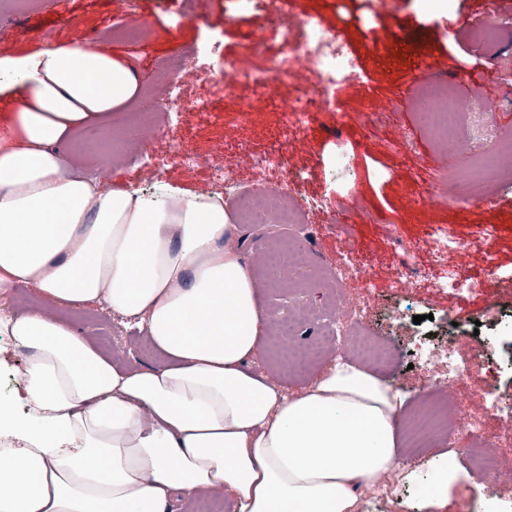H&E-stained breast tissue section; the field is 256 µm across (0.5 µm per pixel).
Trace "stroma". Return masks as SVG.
<instances>
[{
  "label": "stroma",
  "instance_id": "35a3bbf8",
  "mask_svg": "<svg viewBox=\"0 0 512 512\" xmlns=\"http://www.w3.org/2000/svg\"><path fill=\"white\" fill-rule=\"evenodd\" d=\"M131 7L155 25L148 42L134 45L110 32L112 26L125 23ZM295 7L296 15L289 18L272 0H252L245 11L238 0H64L57 10L46 6L17 18L0 16V58L21 57L82 39L134 68L145 90L155 86L162 62L176 61L189 48L220 43L224 55L214 59L215 68H223L228 60H244L254 71L267 58L288 54L289 36L298 33L306 15L319 17L329 30L343 31L361 68L357 82L341 92L336 110L326 109V89L317 87L314 74L304 68L295 69L291 80L276 84L259 98L247 119L238 112L239 100L251 92L243 77L227 84L198 80L185 85L171 101L169 120L157 122L132 144L130 153L101 158L99 147L105 137L101 130L75 131L62 149L90 177L142 195L159 192L165 185L200 194L228 159L238 177L252 184L257 179L254 159L277 153L284 163L274 168L271 179L297 196L326 194L336 199L334 212L310 217L311 235L302 242L309 268L345 264L347 254L337 248V237L356 243L364 272L347 280L345 301L368 306L376 331L400 353L398 364L381 370V378H397L404 391L418 394L424 385L421 370L412 365L418 339L406 330L392 331L388 311L399 309L408 320L423 316L424 327L440 334L445 316L463 324L492 308L496 285L490 281L483 289L457 292L396 284L397 273L387 258L388 237L396 233L416 242L417 260L424 264L431 260L427 245L431 226L444 224L457 241L448 262L474 276L490 263L512 273V204L503 200L507 187L495 183L474 186L476 200L466 207L423 210L421 202L436 184L428 167L437 146L422 126L420 97L411 79L425 67L427 57L400 39L392 41L383 54H373L368 49L369 36L406 21L446 31L448 40L480 62L472 81L455 87L459 99L475 105L465 119L463 143L470 147L498 136L512 138V95L505 86L506 79H512V0H447L446 7L437 10L426 9L421 0H395L387 11L378 0H295ZM482 18L498 26L493 43L476 39L469 28ZM254 32L263 36V53L254 50L250 38ZM398 53L404 54V62L395 61ZM305 88L316 96L314 114L309 122L282 129L284 105ZM340 142L352 147L348 164L342 166L337 165L334 151ZM177 144L196 156V163L183 165L170 159L169 151ZM493 197L502 198L500 207L490 205ZM294 234L288 224L236 227L241 255L261 285V309L277 319L267 326L253 367L289 395L307 388L336 362V339L325 335L315 319L316 314L329 311L328 290L308 280L306 270L299 271L296 279L281 280L269 266L270 255L283 252ZM365 277L370 280L366 287L361 284ZM21 296L32 309L71 324L112 361L138 370L158 360L143 335L103 305H58L34 289L15 284L0 288V308L17 309ZM316 338L321 351L311 363L289 362V351ZM26 355L14 339L0 337V400L11 401L19 413L24 410L19 375ZM398 450L408 475L403 497L409 512H460L485 486L462 459L458 466L465 473L463 481L445 497L423 496V489L433 483L430 460L448 454L445 440L436 439L421 448L402 444Z\"/></svg>",
  "mask_w": 512,
  "mask_h": 512
}]
</instances>
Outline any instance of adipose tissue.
<instances>
[{
    "mask_svg": "<svg viewBox=\"0 0 512 512\" xmlns=\"http://www.w3.org/2000/svg\"><path fill=\"white\" fill-rule=\"evenodd\" d=\"M0 96V285L105 305L155 346L130 371L67 323L0 313L28 351V410L0 401V512H168L226 494L232 512H356L397 466V394L338 363L286 396L251 365L265 316L223 205L138 195L85 178L61 153L135 98V71L73 43L6 63Z\"/></svg>",
    "mask_w": 512,
    "mask_h": 512,
    "instance_id": "ef3b65f1",
    "label": "adipose tissue"
}]
</instances>
